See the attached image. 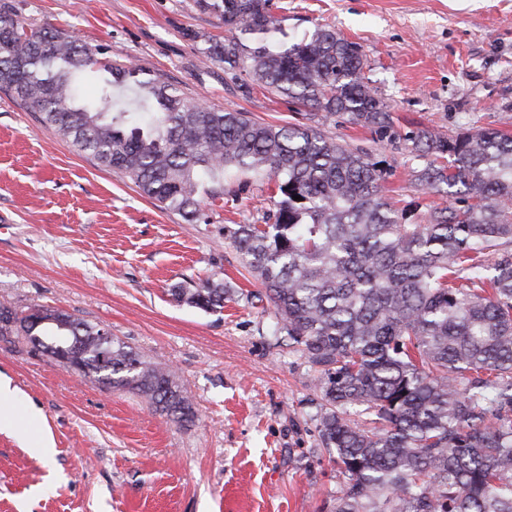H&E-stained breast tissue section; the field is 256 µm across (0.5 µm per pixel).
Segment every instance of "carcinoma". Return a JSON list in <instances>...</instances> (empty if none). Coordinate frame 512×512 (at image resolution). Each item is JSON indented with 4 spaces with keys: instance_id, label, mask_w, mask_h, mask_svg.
<instances>
[{
    "instance_id": "obj_1",
    "label": "carcinoma",
    "mask_w": 512,
    "mask_h": 512,
    "mask_svg": "<svg viewBox=\"0 0 512 512\" xmlns=\"http://www.w3.org/2000/svg\"><path fill=\"white\" fill-rule=\"evenodd\" d=\"M197 5L228 32L194 35L206 60L379 141L399 138L358 44L318 29L282 46L271 0ZM98 55L0 8V88L161 208L197 224L201 194L213 203L235 195L224 176L274 182L278 201L263 223L228 233L264 290L256 299L273 306L272 333L315 373L318 445L340 479L331 512H512V134L406 136L428 158L423 188L452 198L412 222L387 197L384 161L325 136L316 114L280 126L206 108L134 63ZM130 83L141 111H112V88ZM172 295L217 310L230 290L207 280ZM0 336H22L179 422L195 417L173 371L65 310L1 305Z\"/></svg>"
}]
</instances>
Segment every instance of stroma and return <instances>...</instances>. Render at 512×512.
<instances>
[{"mask_svg":"<svg viewBox=\"0 0 512 512\" xmlns=\"http://www.w3.org/2000/svg\"><path fill=\"white\" fill-rule=\"evenodd\" d=\"M29 28L75 34L104 59L133 62L215 109L263 122L307 109L249 76L203 64L199 31L225 36L195 0H0ZM282 42L329 28L360 45L364 72L398 133L512 131V0H272ZM319 129L383 159L397 208L445 203L416 176L405 143L318 113ZM274 200L249 181L190 224L127 177L79 153L0 91V304L55 307L104 327L173 370L196 416L177 422L144 398L80 378L23 338H0V377L20 394L0 430V512H320L338 483L310 416L309 365L271 336L273 308L246 297L225 228L258 224ZM220 281L223 309L177 301L175 285ZM41 421H29L25 405ZM56 453H40L43 439Z\"/></svg>","mask_w":512,"mask_h":512,"instance_id":"1","label":"stroma"}]
</instances>
